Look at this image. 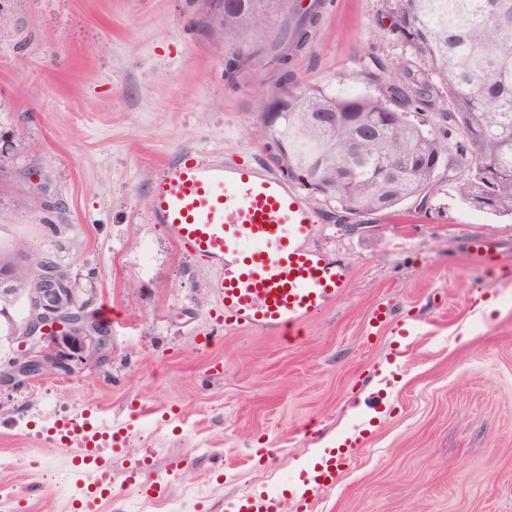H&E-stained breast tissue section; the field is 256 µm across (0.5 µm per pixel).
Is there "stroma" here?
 <instances>
[{
    "mask_svg": "<svg viewBox=\"0 0 512 512\" xmlns=\"http://www.w3.org/2000/svg\"><path fill=\"white\" fill-rule=\"evenodd\" d=\"M200 8L0 0V247L53 258L112 331L106 362L0 388V512H228L269 492L292 510L300 473L355 437L316 512H512V217L441 174L426 207L358 227L311 199L313 244L349 264L348 287L301 335L225 328L219 272L153 223L152 181L174 153L266 166L259 113L279 83L260 65L225 84ZM382 9L332 0L299 83L375 91L372 57L407 54ZM64 418L128 430L87 511Z\"/></svg>",
    "mask_w": 512,
    "mask_h": 512,
    "instance_id": "35a3bbf8",
    "label": "stroma"
}]
</instances>
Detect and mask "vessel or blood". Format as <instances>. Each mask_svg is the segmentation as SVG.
<instances>
[{"mask_svg": "<svg viewBox=\"0 0 512 512\" xmlns=\"http://www.w3.org/2000/svg\"><path fill=\"white\" fill-rule=\"evenodd\" d=\"M152 216L175 243L222 270L213 290L230 327L273 333L300 327L349 285L348 264L312 246L316 221L305 198L264 170L171 156L155 173ZM58 431L81 443V466L113 438L87 420ZM335 476L328 462L307 477L297 493L299 512H313Z\"/></svg>", "mask_w": 512, "mask_h": 512, "instance_id": "b4317fda", "label": "vessel or blood"}]
</instances>
